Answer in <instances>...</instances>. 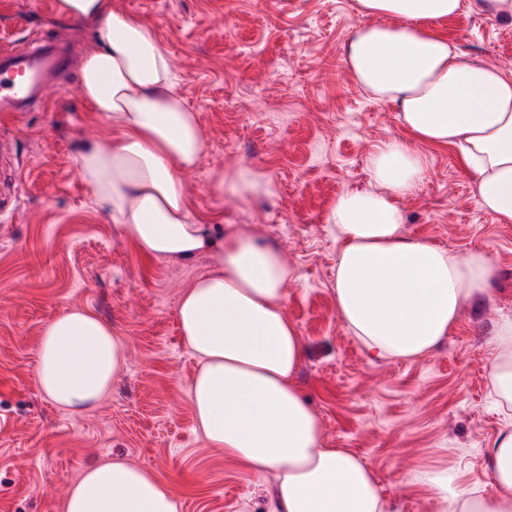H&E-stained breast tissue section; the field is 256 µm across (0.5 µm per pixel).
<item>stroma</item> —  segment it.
I'll list each match as a JSON object with an SVG mask.
<instances>
[{"mask_svg":"<svg viewBox=\"0 0 512 512\" xmlns=\"http://www.w3.org/2000/svg\"><path fill=\"white\" fill-rule=\"evenodd\" d=\"M114 4L153 28L177 92L199 116L207 146L184 176L192 215L262 235L296 272L287 312L307 346L299 381L325 439L372 466L392 512H437L421 482L430 465L488 489L483 451L502 425L488 394V340L499 312L512 310V224L480 209L454 149L423 147L426 176L399 202L403 230L447 249L491 251L494 301L464 307L443 346L411 361L372 357L336 311L340 240L329 210L346 190L373 189L370 155L402 135L394 105L373 100L344 64L361 21L355 0ZM442 29L471 60L512 71V23L474 12ZM65 38L77 46L47 110L0 125L19 182L18 213L0 227V512H63L82 471L107 459L150 469L179 512H269L272 478L209 445L189 397L196 360L176 308L213 255L146 257L93 201L79 152L119 136L77 93L79 63L96 43L82 26L56 21L55 0H0V45L23 54ZM238 165L266 171L274 195L244 202L215 193V176ZM74 307L110 323L125 354L111 394L81 413L34 382L44 325Z\"/></svg>","mask_w":512,"mask_h":512,"instance_id":"obj_1","label":"stroma"}]
</instances>
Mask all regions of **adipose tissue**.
<instances>
[{"instance_id": "obj_1", "label": "adipose tissue", "mask_w": 512, "mask_h": 512, "mask_svg": "<svg viewBox=\"0 0 512 512\" xmlns=\"http://www.w3.org/2000/svg\"><path fill=\"white\" fill-rule=\"evenodd\" d=\"M364 22L343 47L356 82L393 104L404 136L369 160L375 189H350L328 221L341 240L336 310L355 340L384 360L438 349L469 304L492 299L500 277L486 250L455 252L402 229L398 201L422 182L419 145L457 148L473 196L498 223L512 224V71L467 60L440 23L489 11L512 21V0H357ZM58 20L91 31L80 96L120 131L111 146L87 145L77 164L95 201L145 255L217 263L180 299L176 315L197 360L190 397L208 442L256 476L272 475L269 512H389L376 473L358 454L331 447L298 383L306 345L289 319L294 273L266 239L194 220L184 172L206 148L197 115L175 90L167 51L142 18L112 0H56ZM214 190L248 202L274 192L264 171L220 172ZM490 343L488 384L507 416L485 448L484 492L462 471L435 468L424 482L438 512H512V313L500 314ZM124 365L111 325L84 309L46 324L34 381L55 404L94 407ZM168 485L121 460L89 466L70 489L65 512H179Z\"/></svg>"}]
</instances>
